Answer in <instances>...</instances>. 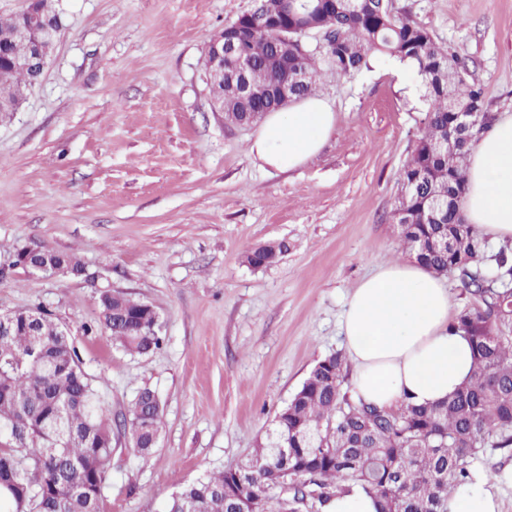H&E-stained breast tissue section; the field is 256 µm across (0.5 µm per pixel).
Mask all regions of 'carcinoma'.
<instances>
[{
  "label": "carcinoma",
  "mask_w": 512,
  "mask_h": 512,
  "mask_svg": "<svg viewBox=\"0 0 512 512\" xmlns=\"http://www.w3.org/2000/svg\"><path fill=\"white\" fill-rule=\"evenodd\" d=\"M29 5L0 18V116L21 105L37 81L31 43L14 36ZM288 30V42L279 39ZM236 34L249 68L224 64V81L210 92L227 112H271L288 85L293 100L312 93L324 68L353 75L374 59L408 63L421 79L426 120L400 172L393 211L411 215L403 241L426 245L420 264L429 272L457 274L471 297L453 327L470 343L474 365L467 382L439 405L402 401L391 408L366 403L343 390L347 366L338 353L319 361L274 418L284 457L254 449L249 470L207 473L172 495L166 512H324L339 493L362 489L377 512H448L454 489L472 480L470 463L485 448L512 450V253L489 251L470 231L457 234L463 212L448 193L465 194L467 159L479 132L448 135L452 113L469 104L484 111L483 89L467 80L457 54L434 42L419 22L395 12L392 0H291L280 12L266 0L224 27ZM319 41L311 45L308 38ZM267 94L246 96L247 84ZM453 163H448L445 156ZM455 247L439 252L443 235ZM288 252L280 240L245 254L254 269ZM155 309L123 293L99 298L101 330L124 350L148 354L163 343ZM8 347L0 350V512H101L112 468V437L136 441L148 456L162 423L155 391L142 389L129 413L112 415L81 370V360L52 314L18 311Z\"/></svg>",
  "instance_id": "cac0c4a2"
}]
</instances>
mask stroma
<instances>
[{"mask_svg":"<svg viewBox=\"0 0 512 512\" xmlns=\"http://www.w3.org/2000/svg\"><path fill=\"white\" fill-rule=\"evenodd\" d=\"M467 64L493 116L512 113V0H393ZM253 0H54L63 30L41 81L0 119V314L49 311L95 392L128 412L151 388L159 440H114L101 512H163L172 493L248 457L314 364L345 353L347 301L379 264L409 259L392 218L427 106L411 68L381 60L313 87L336 114L289 172L248 156L205 82L207 43ZM284 240L276 264L247 251ZM77 257L81 275L13 266L16 247ZM148 302L164 347L131 354L86 332L102 292ZM512 512V456L470 464Z\"/></svg>","mask_w":512,"mask_h":512,"instance_id":"obj_1","label":"stroma"}]
</instances>
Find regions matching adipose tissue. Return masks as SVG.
<instances>
[{
    "label": "adipose tissue",
    "mask_w": 512,
    "mask_h": 512,
    "mask_svg": "<svg viewBox=\"0 0 512 512\" xmlns=\"http://www.w3.org/2000/svg\"><path fill=\"white\" fill-rule=\"evenodd\" d=\"M335 125L331 106L310 96L288 111L267 113L247 153L260 166L293 170L321 149ZM463 211L480 236L512 244V114L500 117L472 150ZM344 334L353 387L380 406L440 403L472 371V349L452 326L447 289L414 262L381 264L354 288Z\"/></svg>",
    "instance_id": "1"
}]
</instances>
